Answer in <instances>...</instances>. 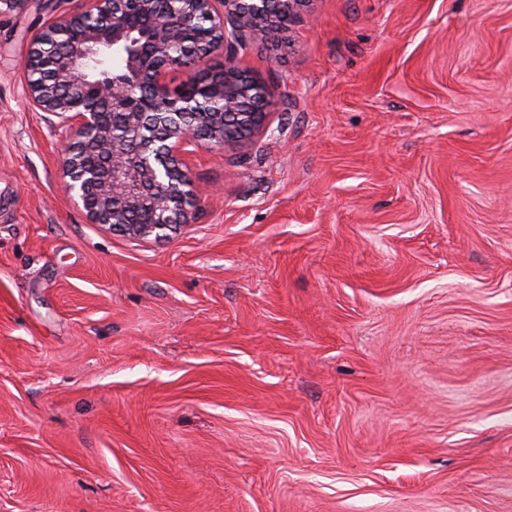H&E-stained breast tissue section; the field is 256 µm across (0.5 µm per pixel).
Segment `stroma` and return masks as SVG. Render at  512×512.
<instances>
[{
  "mask_svg": "<svg viewBox=\"0 0 512 512\" xmlns=\"http://www.w3.org/2000/svg\"><path fill=\"white\" fill-rule=\"evenodd\" d=\"M0 0V512H512V0H313L166 242L89 223Z\"/></svg>",
  "mask_w": 512,
  "mask_h": 512,
  "instance_id": "stroma-1",
  "label": "stroma"
}]
</instances>
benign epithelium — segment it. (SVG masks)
<instances>
[{
  "label": "benign epithelium",
  "mask_w": 512,
  "mask_h": 512,
  "mask_svg": "<svg viewBox=\"0 0 512 512\" xmlns=\"http://www.w3.org/2000/svg\"><path fill=\"white\" fill-rule=\"evenodd\" d=\"M174 2L72 0L21 62L26 102L65 128L66 189L88 221L156 242L194 220L182 153L251 141L278 104L277 86L242 68L239 50L282 39L311 0ZM172 66L185 74L173 90Z\"/></svg>",
  "instance_id": "benign-epithelium-1"
}]
</instances>
